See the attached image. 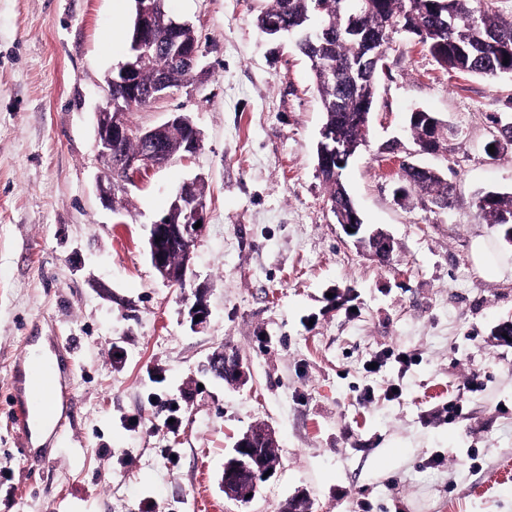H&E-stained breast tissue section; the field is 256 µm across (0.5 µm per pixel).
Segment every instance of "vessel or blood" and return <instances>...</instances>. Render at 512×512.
I'll return each instance as SVG.
<instances>
[{"instance_id": "b4317fda", "label": "vessel or blood", "mask_w": 512, "mask_h": 512, "mask_svg": "<svg viewBox=\"0 0 512 512\" xmlns=\"http://www.w3.org/2000/svg\"><path fill=\"white\" fill-rule=\"evenodd\" d=\"M12 386L23 421V437L32 440L35 431L52 416L59 386L54 378L43 377L40 364L33 360L14 373Z\"/></svg>"}]
</instances>
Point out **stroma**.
<instances>
[{
    "mask_svg": "<svg viewBox=\"0 0 512 512\" xmlns=\"http://www.w3.org/2000/svg\"><path fill=\"white\" fill-rule=\"evenodd\" d=\"M270 4L168 0L205 73L127 119L150 128L184 113L202 146L108 206L95 114L127 60L111 35L131 27L134 0L120 14L115 0H0V512H278L298 493L310 512H512V336L497 333L512 323V244L476 206L512 192V145L485 151L512 121V76L445 69L392 33L367 142L343 172L363 223L393 240L383 262L330 212L319 95L293 38L257 28ZM417 108L447 126L440 155L416 152ZM410 156L453 184L451 208L397 199ZM196 178L206 228L177 288L146 240ZM478 240L497 271L476 264ZM199 297L210 314L197 326ZM42 347L66 350L71 369L37 462L11 380ZM222 351L244 383L202 371ZM257 423L278 465L237 502L224 463Z\"/></svg>",
    "mask_w": 512,
    "mask_h": 512,
    "instance_id": "1",
    "label": "stroma"
}]
</instances>
